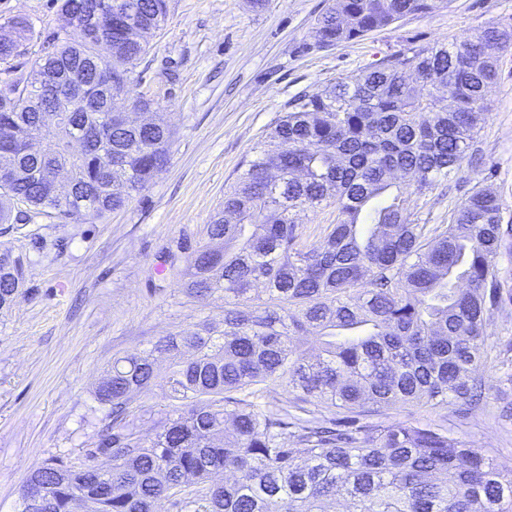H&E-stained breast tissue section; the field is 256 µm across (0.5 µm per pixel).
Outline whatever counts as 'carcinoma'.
<instances>
[{
  "label": "carcinoma",
  "mask_w": 512,
  "mask_h": 512,
  "mask_svg": "<svg viewBox=\"0 0 512 512\" xmlns=\"http://www.w3.org/2000/svg\"><path fill=\"white\" fill-rule=\"evenodd\" d=\"M112 14L100 12L102 2ZM441 0H335L317 21L319 42L357 40ZM80 23H112V55L95 41L56 35L25 79L0 88V224L23 205L77 223L140 195L167 160L163 114L112 111L167 0H60ZM0 64L19 55L30 23L13 18ZM512 25L490 24L466 42L391 54L321 91L299 97L253 149L180 270L197 300H224V320L158 340L151 352L112 360L97 398L112 424L98 433L105 466L44 465L36 512H158L163 500L195 512H512V474L448 433L420 421L380 420L396 404L478 405L476 371L488 358L491 318L512 306L497 258L512 247L501 197L474 190L451 222L413 219L407 200L461 170L481 121ZM412 71L418 83L404 79ZM55 84L47 96L43 78ZM62 110L52 128L44 109ZM66 168L73 193L47 188ZM336 221L309 241L306 211ZM27 282L25 261L0 244V313ZM321 338L312 353L298 341ZM167 355L168 404L145 439L137 401ZM293 394L277 397L276 388ZM230 469L222 483L213 475Z\"/></svg>",
  "instance_id": "obj_1"
}]
</instances>
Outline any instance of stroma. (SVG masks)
<instances>
[{"label": "stroma", "mask_w": 512, "mask_h": 512, "mask_svg": "<svg viewBox=\"0 0 512 512\" xmlns=\"http://www.w3.org/2000/svg\"><path fill=\"white\" fill-rule=\"evenodd\" d=\"M334 0H168L163 30L115 102L152 100L173 131L168 160L148 187L103 219L62 224L42 215L0 224V243L26 254V292L0 313V512H18L28 474L61 460L103 464L96 433L108 406L93 390L113 358L150 349L223 315L220 303L187 299L170 270L179 245L197 243L254 146L293 100L383 57L472 39L512 24V0H443L362 39L322 46L318 17ZM27 18L34 38L15 59L28 74L46 38L65 29L57 0H0V23ZM498 193L512 212V53L487 91L486 114L460 173L427 199L411 198L424 224L449 223L474 189ZM491 358L473 409L399 404L388 421H430L512 473V310L488 327Z\"/></svg>", "instance_id": "obj_1"}]
</instances>
